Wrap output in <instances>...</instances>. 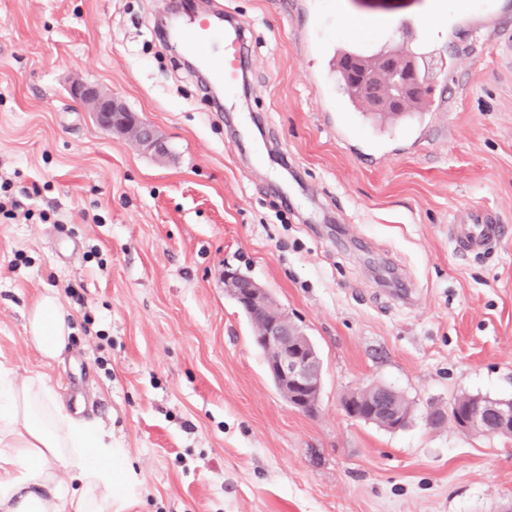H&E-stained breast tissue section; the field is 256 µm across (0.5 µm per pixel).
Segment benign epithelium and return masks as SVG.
Masks as SVG:
<instances>
[{
	"label": "benign epithelium",
	"mask_w": 512,
	"mask_h": 512,
	"mask_svg": "<svg viewBox=\"0 0 512 512\" xmlns=\"http://www.w3.org/2000/svg\"><path fill=\"white\" fill-rule=\"evenodd\" d=\"M353 85L370 110L402 112L417 93L418 62L411 56L407 42L390 49L374 63L356 59L344 61ZM71 93L80 99L96 120L107 129H115L134 139L137 145L163 153L155 129L148 122L129 113L111 94L95 86L75 81ZM224 292L241 309L252 312L258 322L254 340L266 354L269 377L295 411L308 414L316 408L323 384L322 363L311 339L288 319L271 294L258 282L239 271L224 269ZM459 409L455 428L463 434L476 430L492 433L512 425V401L473 405L464 397L454 401ZM346 415L355 420L383 426L391 431L405 428L409 417L400 407L397 392L376 384L357 389L344 401Z\"/></svg>",
	"instance_id": "obj_1"
}]
</instances>
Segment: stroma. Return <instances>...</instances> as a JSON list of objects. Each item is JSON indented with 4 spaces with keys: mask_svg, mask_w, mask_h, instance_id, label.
<instances>
[{
    "mask_svg": "<svg viewBox=\"0 0 512 512\" xmlns=\"http://www.w3.org/2000/svg\"><path fill=\"white\" fill-rule=\"evenodd\" d=\"M223 3L252 28L241 105L258 127L212 111L160 41L169 0H0V178L23 210L0 214V364L111 433L136 471L124 512H506L512 439L428 418L512 397V234L480 255L448 239L476 206L512 225V10L501 42L429 47L452 112L391 133L348 112L343 141L321 120L346 100L322 81L351 35L336 0ZM75 79L150 122L164 158L96 125ZM227 266L314 342L315 414L270 380ZM48 288L72 330L51 362L26 325ZM373 382L409 400L406 428L347 417Z\"/></svg>",
    "mask_w": 512,
    "mask_h": 512,
    "instance_id": "stroma-1",
    "label": "stroma"
}]
</instances>
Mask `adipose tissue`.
<instances>
[{"instance_id": "adipose-tissue-1", "label": "adipose tissue", "mask_w": 512, "mask_h": 512, "mask_svg": "<svg viewBox=\"0 0 512 512\" xmlns=\"http://www.w3.org/2000/svg\"><path fill=\"white\" fill-rule=\"evenodd\" d=\"M27 328L43 359L60 355L70 328L54 292L33 302ZM134 483L110 434L58 403L44 378L20 382L0 366V512H120Z\"/></svg>"}]
</instances>
